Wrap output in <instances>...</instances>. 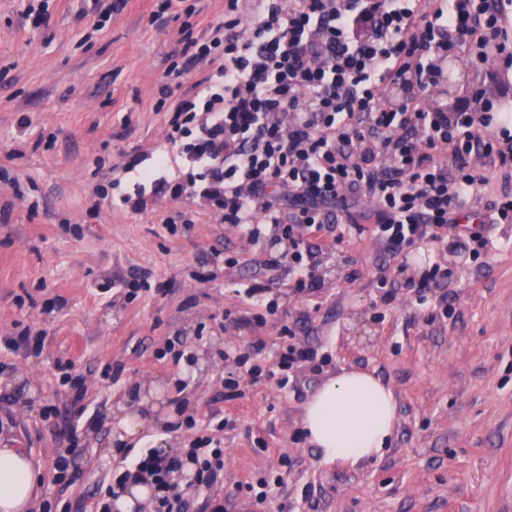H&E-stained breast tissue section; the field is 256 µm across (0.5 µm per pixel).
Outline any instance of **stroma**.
I'll return each instance as SVG.
<instances>
[{
    "mask_svg": "<svg viewBox=\"0 0 512 512\" xmlns=\"http://www.w3.org/2000/svg\"><path fill=\"white\" fill-rule=\"evenodd\" d=\"M157 2L130 0L96 28L84 0H49L40 26L29 0H0V336L41 347L0 349V448L39 472L36 512H97L125 465L112 455L115 408L136 410V388L166 421L167 449L219 441L225 512H512V223L461 263L452 238L419 241L423 265L450 272L423 297L399 287L402 258L374 224L338 244L314 233L305 261L319 286L294 295L265 243L198 200L122 207L139 181L133 157L166 156L171 179L185 170L166 140L182 91L163 95L162 77L186 36L213 38L226 5L175 0L155 21ZM455 61L453 98L480 85L497 112L512 109V68L481 84ZM135 274L147 286L132 295ZM267 279L273 315L247 293ZM259 340L265 368L290 341L315 358L286 387L255 382L236 359ZM345 369L375 375L396 402L384 455L354 468L325 465L302 427L309 398ZM74 442L72 481L55 483ZM266 475L282 482L260 505L249 486Z\"/></svg>",
    "mask_w": 512,
    "mask_h": 512,
    "instance_id": "1",
    "label": "stroma"
}]
</instances>
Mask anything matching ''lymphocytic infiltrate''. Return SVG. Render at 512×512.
I'll use <instances>...</instances> for the list:
<instances>
[{"label":"lymphocytic infiltrate","mask_w":512,"mask_h":512,"mask_svg":"<svg viewBox=\"0 0 512 512\" xmlns=\"http://www.w3.org/2000/svg\"><path fill=\"white\" fill-rule=\"evenodd\" d=\"M506 0H259L256 20L242 27L239 0H228L224 36L189 40L190 54L168 76L221 51L222 61L196 80L174 108L167 140L187 162L168 180L165 157L140 174L153 194L189 193L224 213L225 223L268 247L288 242L294 287L315 279L304 264L306 233L354 222L359 201L372 204L378 233L400 252L417 239L462 235L480 253L486 226L512 223V196L489 203L484 228L462 225L460 210L484 185L485 169H512V129L492 135L481 92L454 107L429 105L439 63L467 47L478 75L512 31ZM449 153L452 164L440 160ZM199 489L224 481V450L186 455L151 448L117 482H149L155 512H183L171 477L184 462Z\"/></svg>","instance_id":"1"}]
</instances>
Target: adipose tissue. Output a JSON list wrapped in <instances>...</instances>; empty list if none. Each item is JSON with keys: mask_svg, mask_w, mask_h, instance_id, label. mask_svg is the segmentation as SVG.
<instances>
[{"mask_svg": "<svg viewBox=\"0 0 512 512\" xmlns=\"http://www.w3.org/2000/svg\"><path fill=\"white\" fill-rule=\"evenodd\" d=\"M395 413L390 388L371 373L345 370L309 399L303 428L325 464L354 467L383 455ZM35 482L25 454L0 448V512H28Z\"/></svg>", "mask_w": 512, "mask_h": 512, "instance_id": "adipose-tissue-1", "label": "adipose tissue"}]
</instances>
